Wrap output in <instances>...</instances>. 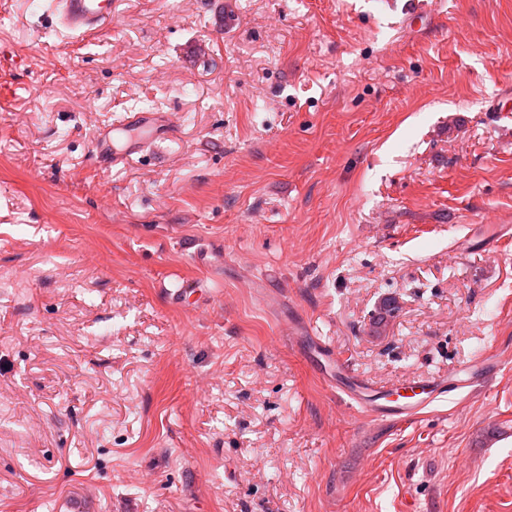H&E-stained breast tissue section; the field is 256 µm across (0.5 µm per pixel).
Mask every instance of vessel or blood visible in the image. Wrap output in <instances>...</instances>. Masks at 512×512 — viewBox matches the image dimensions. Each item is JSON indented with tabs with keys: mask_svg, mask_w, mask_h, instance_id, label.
Wrapping results in <instances>:
<instances>
[{
	"mask_svg": "<svg viewBox=\"0 0 512 512\" xmlns=\"http://www.w3.org/2000/svg\"><path fill=\"white\" fill-rule=\"evenodd\" d=\"M57 4L58 9L54 14L56 23L81 36L96 33L112 18V0H57ZM159 138L157 128L149 121L136 115H126L112 128L99 133L98 147L102 156L117 165L129 155L155 144ZM320 356L327 381L339 387L346 404L354 410L370 408L379 418L404 413L418 414L449 392L446 383L424 377L403 385L401 395L394 398L388 390L351 377L330 347H322ZM491 364L489 355H478L463 371L458 381L459 387H477Z\"/></svg>",
	"mask_w": 512,
	"mask_h": 512,
	"instance_id": "1",
	"label": "vessel or blood"
}]
</instances>
